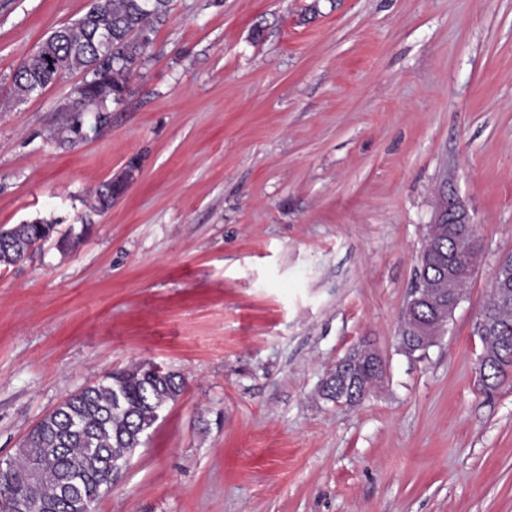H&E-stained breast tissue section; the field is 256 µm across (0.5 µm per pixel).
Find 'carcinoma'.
Returning <instances> with one entry per match:
<instances>
[{
  "instance_id": "carcinoma-1",
  "label": "carcinoma",
  "mask_w": 512,
  "mask_h": 512,
  "mask_svg": "<svg viewBox=\"0 0 512 512\" xmlns=\"http://www.w3.org/2000/svg\"><path fill=\"white\" fill-rule=\"evenodd\" d=\"M170 11L171 0H91L79 18L54 28L19 64L12 75L14 98L22 102L66 73L82 74L75 90L79 103L64 108L73 117L54 132L62 143H75L83 138V113L95 108L96 127L107 123L99 106L108 100L117 104L123 100L148 56L155 26L163 24ZM100 28L110 30L111 44L100 42ZM122 194L123 185L109 180L96 189L93 208L105 210ZM455 229L454 224L430 228L440 239L438 255L421 259L418 276L431 286L448 276L450 237ZM54 233L56 225L44 219L5 230L0 236V267L15 265L37 242ZM485 308L494 310L505 327L501 336L481 337L483 357L490 360L484 369L483 388L490 392L503 384L502 368H512V304L501 308L493 296ZM150 367L149 363L135 364L71 394L27 434L12 458L8 483L20 488L33 482V495L45 505L36 512H86L85 503L108 469L112 451L139 447L142 435L157 421L158 411L177 401L185 379L176 372L151 376ZM351 367L360 380L376 377L375 364L365 353L354 354ZM73 419L80 424L76 432L69 430Z\"/></svg>"
}]
</instances>
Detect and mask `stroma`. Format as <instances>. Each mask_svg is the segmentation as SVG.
<instances>
[{
    "label": "stroma",
    "instance_id": "1",
    "mask_svg": "<svg viewBox=\"0 0 512 512\" xmlns=\"http://www.w3.org/2000/svg\"><path fill=\"white\" fill-rule=\"evenodd\" d=\"M89 0H0V459L71 393L151 362L186 386L96 512H512V377L475 322L512 255V0H173L108 122L59 144L80 74L22 59ZM140 167L103 212L91 193ZM482 261L445 334L402 315L438 194ZM386 372L323 398L361 345ZM34 223L17 224L4 230L0 238V267L15 265L37 242L49 240L56 233V224L52 222L36 219ZM368 352L373 360H377L378 362L380 370L378 379H376V367L372 359H369L365 352L360 354L354 353L352 358L353 361L351 363L352 370L356 373L358 379L368 383L363 382L361 384H354L351 388V392L345 396V399H343V397H336V400L333 398L326 399L339 406H353L354 404L364 400L370 394L376 385V382L382 378L385 365L383 359L375 351L368 349Z\"/></svg>",
    "mask_w": 512,
    "mask_h": 512
}]
</instances>
